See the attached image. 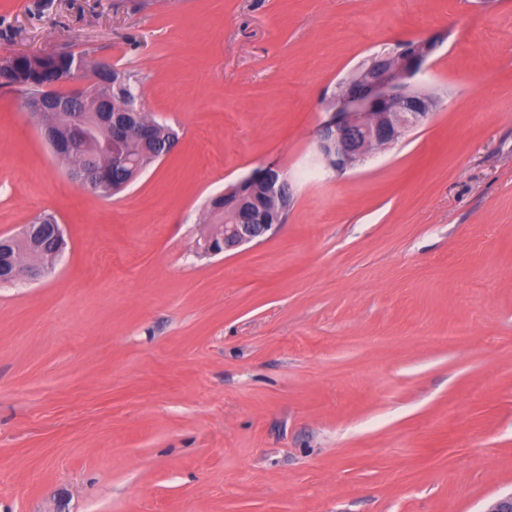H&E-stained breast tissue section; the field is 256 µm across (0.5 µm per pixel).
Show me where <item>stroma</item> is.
I'll use <instances>...</instances> for the list:
<instances>
[{
	"mask_svg": "<svg viewBox=\"0 0 512 512\" xmlns=\"http://www.w3.org/2000/svg\"><path fill=\"white\" fill-rule=\"evenodd\" d=\"M0 0V55L89 52L175 148L84 188L0 84V512H485L512 493V0ZM435 38L430 123L338 175L339 79ZM278 164L285 224L199 258L208 199ZM469 335L447 341L456 327ZM39 224L44 225V230L39 235L32 236L31 234L41 230L42 226ZM51 224H54L53 232ZM23 228H28L31 234L22 230L15 236L0 239V282H15L27 276L33 266L50 269L60 255L62 239L55 236L64 237V232L54 215L39 214ZM24 255L28 257L27 264L21 260Z\"/></svg>",
	"mask_w": 512,
	"mask_h": 512,
	"instance_id": "35a3bbf8",
	"label": "stroma"
}]
</instances>
